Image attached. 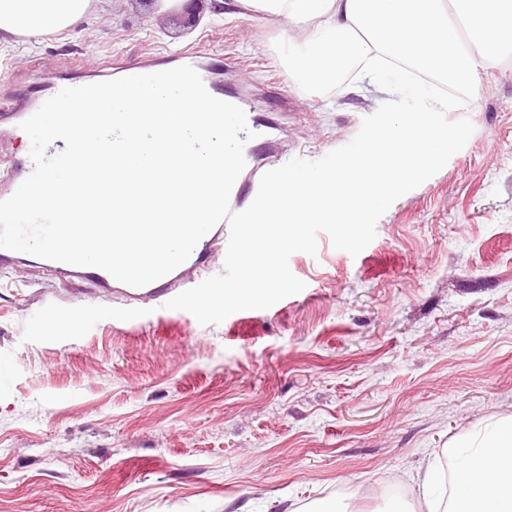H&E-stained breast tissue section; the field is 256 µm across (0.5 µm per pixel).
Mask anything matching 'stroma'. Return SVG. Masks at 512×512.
Returning a JSON list of instances; mask_svg holds the SVG:
<instances>
[{
	"mask_svg": "<svg viewBox=\"0 0 512 512\" xmlns=\"http://www.w3.org/2000/svg\"><path fill=\"white\" fill-rule=\"evenodd\" d=\"M289 24L224 0L183 26L142 0L0 44V101L54 73L194 51L263 137L230 195L316 169L400 119L401 94L299 82ZM474 132L395 201L358 255L317 237L298 294L218 324L168 309L173 288L104 297L45 267L0 272V512H391L422 460L512 415V52L484 65ZM56 325L46 328L44 309Z\"/></svg>",
	"mask_w": 512,
	"mask_h": 512,
	"instance_id": "35a3bbf8",
	"label": "stroma"
}]
</instances>
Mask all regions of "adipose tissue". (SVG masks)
Returning a JSON list of instances; mask_svg holds the SVG:
<instances>
[{"label": "adipose tissue", "mask_w": 512, "mask_h": 512, "mask_svg": "<svg viewBox=\"0 0 512 512\" xmlns=\"http://www.w3.org/2000/svg\"><path fill=\"white\" fill-rule=\"evenodd\" d=\"M91 0H0V43L70 28L87 16ZM257 12L309 26L291 68L311 86L335 83L339 65L367 63L379 85H401L405 114L386 137L320 170L297 171L269 182L252 202V230L236 257L245 292L280 281L258 260L257 243L300 238L308 219L331 217L354 241L362 219L410 179L421 178L454 140L435 118L424 87L404 83L405 68L472 85L487 62L512 52V0H237ZM453 491L444 496L441 474L422 463L421 507L398 502L395 512H512V416L482 434L451 442Z\"/></svg>", "instance_id": "obj_1"}]
</instances>
